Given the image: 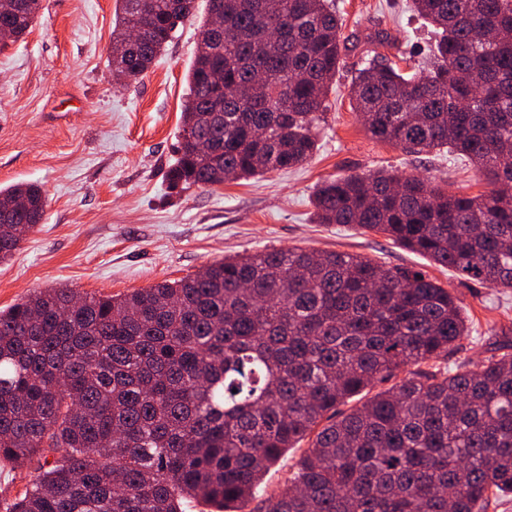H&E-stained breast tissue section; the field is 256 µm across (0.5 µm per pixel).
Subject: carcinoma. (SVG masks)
<instances>
[{
  "label": "carcinoma",
  "instance_id": "cac0c4a2",
  "mask_svg": "<svg viewBox=\"0 0 512 512\" xmlns=\"http://www.w3.org/2000/svg\"><path fill=\"white\" fill-rule=\"evenodd\" d=\"M31 2L12 16L17 39L38 17ZM195 2L116 0L113 79L147 70ZM413 4L437 35L427 71L374 58L351 80L352 107L379 141L468 159L488 190L450 194L378 170L322 182L315 219L512 288V0ZM215 11L224 39L211 43L201 22L173 193L306 162L336 81L342 23L329 0H208ZM137 23L143 37L127 48ZM218 68L221 88L209 80ZM201 140L216 150L197 154ZM20 199L29 212L12 209ZM45 207L38 184L0 187L1 261ZM466 335L457 297L425 272L299 247L120 297L37 291L0 310V459H56L5 512H183L187 498L240 512L307 438L267 512H483L491 495L512 496V355L422 369Z\"/></svg>",
  "mask_w": 512,
  "mask_h": 512
}]
</instances>
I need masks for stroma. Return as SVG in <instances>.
<instances>
[{
	"mask_svg": "<svg viewBox=\"0 0 512 512\" xmlns=\"http://www.w3.org/2000/svg\"><path fill=\"white\" fill-rule=\"evenodd\" d=\"M116 0H41L31 33L0 52V186L27 181L47 196L42 224L0 262V310L33 291L67 286L83 294L125 295L196 274L237 253L301 247L361 254L389 266L425 271L455 294L470 334L444 359L472 368L512 344V289L490 288L404 249L380 233L318 224L316 185L380 168L444 181L449 192L487 189L469 163L447 153L416 155L374 139L349 102V84L368 59L401 54L418 62L431 29L410 0H335L342 19L336 83L319 127V149L302 167L255 180L168 189L197 22L180 27L166 50L129 85L109 67ZM386 31L389 41L365 37ZM302 454L294 448L273 464L244 512H265L283 491ZM53 454L18 467L0 461V507L13 502L35 468Z\"/></svg>",
	"mask_w": 512,
	"mask_h": 512,
	"instance_id": "obj_1",
	"label": "stroma"
}]
</instances>
